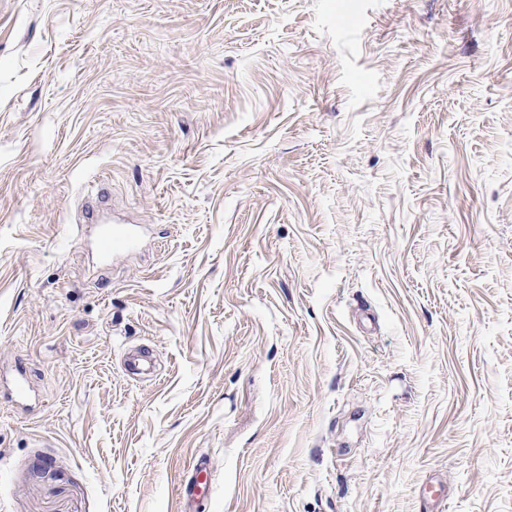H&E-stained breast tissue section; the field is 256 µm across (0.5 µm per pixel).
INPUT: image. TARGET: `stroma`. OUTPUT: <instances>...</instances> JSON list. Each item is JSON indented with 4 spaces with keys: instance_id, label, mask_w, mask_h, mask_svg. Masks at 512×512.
<instances>
[{
    "instance_id": "stroma-1",
    "label": "stroma",
    "mask_w": 512,
    "mask_h": 512,
    "mask_svg": "<svg viewBox=\"0 0 512 512\" xmlns=\"http://www.w3.org/2000/svg\"><path fill=\"white\" fill-rule=\"evenodd\" d=\"M0 512H512V0H0ZM95 247L103 258H110L132 250L136 245L135 236L127 229L112 224L97 223Z\"/></svg>"
}]
</instances>
